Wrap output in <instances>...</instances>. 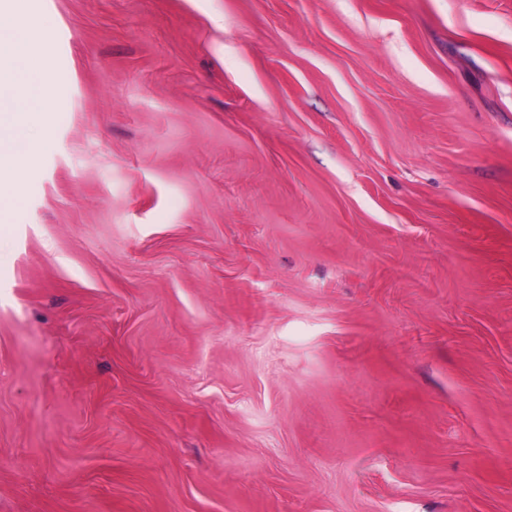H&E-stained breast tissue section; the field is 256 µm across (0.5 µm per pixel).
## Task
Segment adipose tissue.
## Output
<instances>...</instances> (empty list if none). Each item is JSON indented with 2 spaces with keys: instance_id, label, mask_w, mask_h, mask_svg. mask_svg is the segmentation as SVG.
<instances>
[{
  "instance_id": "ef3b65f1",
  "label": "adipose tissue",
  "mask_w": 512,
  "mask_h": 512,
  "mask_svg": "<svg viewBox=\"0 0 512 512\" xmlns=\"http://www.w3.org/2000/svg\"><path fill=\"white\" fill-rule=\"evenodd\" d=\"M29 0H0V201L17 197L27 165L47 143L34 139L31 128L47 123L51 89L39 64L43 26H23Z\"/></svg>"
}]
</instances>
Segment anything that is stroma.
I'll list each match as a JSON object with an SVG mask.
<instances>
[{
    "mask_svg": "<svg viewBox=\"0 0 512 512\" xmlns=\"http://www.w3.org/2000/svg\"><path fill=\"white\" fill-rule=\"evenodd\" d=\"M0 512H512V0H34Z\"/></svg>",
    "mask_w": 512,
    "mask_h": 512,
    "instance_id": "obj_1",
    "label": "stroma"
}]
</instances>
